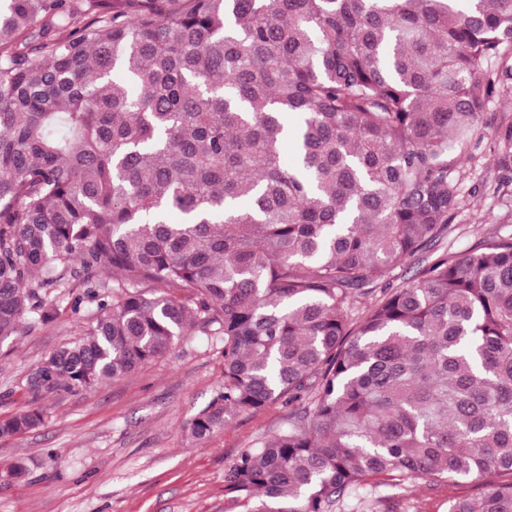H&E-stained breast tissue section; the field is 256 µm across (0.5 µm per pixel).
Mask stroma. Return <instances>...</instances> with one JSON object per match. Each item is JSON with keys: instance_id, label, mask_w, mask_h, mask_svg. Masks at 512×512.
I'll return each mask as SVG.
<instances>
[{"instance_id": "stroma-1", "label": "stroma", "mask_w": 512, "mask_h": 512, "mask_svg": "<svg viewBox=\"0 0 512 512\" xmlns=\"http://www.w3.org/2000/svg\"><path fill=\"white\" fill-rule=\"evenodd\" d=\"M511 122L512 104L490 99L477 147L459 160L466 204L445 247L464 251L483 237L512 233V195L493 193L504 177L494 142L499 127ZM84 328L63 312L0 345V418L27 405L23 384L33 364L79 339ZM222 348L195 332L126 376L78 393L42 394L45 424L0 438V512H239L224 494V471L256 438L272 435L288 411L243 413L205 441L191 438L190 420L222 382ZM20 460L27 476L9 478ZM480 490L477 480L439 488L421 481L394 492L377 512H448L450 498Z\"/></svg>"}]
</instances>
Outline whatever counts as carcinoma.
Segmentation results:
<instances>
[{
  "mask_svg": "<svg viewBox=\"0 0 512 512\" xmlns=\"http://www.w3.org/2000/svg\"><path fill=\"white\" fill-rule=\"evenodd\" d=\"M511 85L512 0H0V342L95 306L32 400L198 326L224 368L192 438L289 409L224 472L241 512L472 478L448 512H512V235L429 255Z\"/></svg>",
  "mask_w": 512,
  "mask_h": 512,
  "instance_id": "obj_1",
  "label": "carcinoma"
}]
</instances>
